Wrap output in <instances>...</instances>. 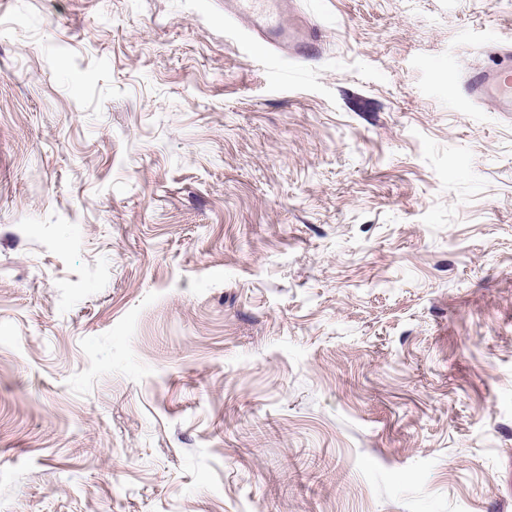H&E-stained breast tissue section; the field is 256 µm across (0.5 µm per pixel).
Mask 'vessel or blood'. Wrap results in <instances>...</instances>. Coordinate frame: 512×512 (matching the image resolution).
<instances>
[{"instance_id": "1", "label": "vessel or blood", "mask_w": 512, "mask_h": 512, "mask_svg": "<svg viewBox=\"0 0 512 512\" xmlns=\"http://www.w3.org/2000/svg\"><path fill=\"white\" fill-rule=\"evenodd\" d=\"M224 21L248 33L269 53L299 62L320 58L323 32L300 12L296 0H224ZM496 52L492 64L474 68L459 82L455 99L462 106L490 107L512 112V42L491 39Z\"/></svg>"}]
</instances>
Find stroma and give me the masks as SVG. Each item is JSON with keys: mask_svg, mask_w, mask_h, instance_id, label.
Masks as SVG:
<instances>
[{"mask_svg": "<svg viewBox=\"0 0 512 512\" xmlns=\"http://www.w3.org/2000/svg\"><path fill=\"white\" fill-rule=\"evenodd\" d=\"M0 0V512H512V0ZM224 23L247 32L270 54L299 63L315 61L323 53L322 28L298 10L295 0H224ZM490 45L496 52L492 64L463 74L454 98L465 108L473 105L512 112V42L493 38Z\"/></svg>", "mask_w": 512, "mask_h": 512, "instance_id": "1", "label": "stroma"}]
</instances>
